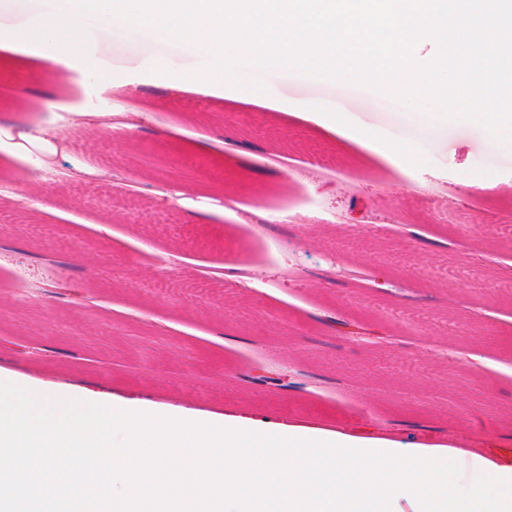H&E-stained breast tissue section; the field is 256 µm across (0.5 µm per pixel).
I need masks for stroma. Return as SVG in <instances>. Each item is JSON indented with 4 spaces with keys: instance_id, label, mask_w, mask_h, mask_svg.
Masks as SVG:
<instances>
[{
    "instance_id": "1",
    "label": "stroma",
    "mask_w": 512,
    "mask_h": 512,
    "mask_svg": "<svg viewBox=\"0 0 512 512\" xmlns=\"http://www.w3.org/2000/svg\"><path fill=\"white\" fill-rule=\"evenodd\" d=\"M89 60L58 51L44 68L0 61V183L26 193L38 152L50 151L57 212L0 200V338L52 350L32 374L176 407L233 411L269 424H305L403 445L462 437L512 465V354L470 332L471 311L512 336V150L469 122L441 123L384 94L343 82L265 74L284 111L248 115L168 86L205 56L138 30L93 32ZM113 110L144 114L128 144L96 134L53 145L41 133L93 111L89 84ZM307 102L340 111L341 133L288 117ZM403 140L428 165L389 163L357 129ZM202 168L183 202L157 161ZM490 188L461 194L463 181ZM224 208L212 210L214 190ZM369 213L373 223L359 222ZM112 227L100 238L96 225ZM366 263L367 278H331ZM255 268L261 287L203 277L204 265ZM80 287L84 305L37 281ZM384 343L349 342L346 325ZM473 351L490 367L445 359ZM283 367L288 389L254 384L256 364Z\"/></svg>"
}]
</instances>
